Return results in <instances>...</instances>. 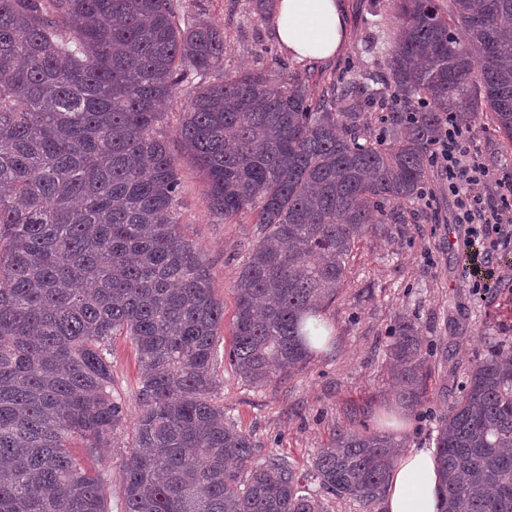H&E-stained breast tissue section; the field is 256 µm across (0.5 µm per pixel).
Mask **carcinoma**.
<instances>
[{"instance_id": "obj_1", "label": "carcinoma", "mask_w": 512, "mask_h": 512, "mask_svg": "<svg viewBox=\"0 0 512 512\" xmlns=\"http://www.w3.org/2000/svg\"><path fill=\"white\" fill-rule=\"evenodd\" d=\"M379 75L310 95L286 69L224 73V33L178 0H0V512H111L74 454L112 447L114 336L141 365L123 512H323L284 459L213 402L224 308L179 231L180 181L157 133L193 76L176 138L212 213L264 236L235 284L229 360L247 383L304 367L353 247L421 196L445 117L491 114L512 141V0H392ZM391 95L423 110L366 111ZM398 395L426 396L414 324L386 346ZM402 443L339 430L313 460L327 493L373 504ZM441 512H512V358L476 360L437 430Z\"/></svg>"}]
</instances>
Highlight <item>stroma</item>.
Here are the masks:
<instances>
[{
	"label": "stroma",
	"instance_id": "1",
	"mask_svg": "<svg viewBox=\"0 0 512 512\" xmlns=\"http://www.w3.org/2000/svg\"><path fill=\"white\" fill-rule=\"evenodd\" d=\"M180 4L185 18L223 31L225 72L265 69L276 61L307 77L315 94L342 72L377 71L381 58L367 53L365 45L387 28L390 14L388 0H340L346 22L344 47L329 60L299 61L275 41L270 21L254 16L249 0ZM187 102V90L179 89L165 106L159 133L176 156L182 233L200 253L212 295L224 308L212 398L223 406L225 418L251 435L258 457L279 455L302 475L310 472L313 457L337 430H383L386 415L394 410L404 417L398 438L406 447L432 445L476 360L493 345L512 355V244L493 256L500 278L487 287H475L459 255L468 227L456 221L457 203L447 181L427 171L424 187L432 194L430 203L395 208L392 223L378 225L356 242L344 285L322 314L327 343L302 369L262 386L250 385L236 373L228 351L236 307L234 284L260 230L252 214H241L227 224L211 212L203 177L182 155L176 138ZM473 129L479 157L493 177L486 194L494 198L498 180L512 181V143L502 138L486 114L474 118ZM400 318L414 323L431 366L426 400L419 405L399 399L385 356L390 329ZM140 375L129 338L113 337L112 393L121 399L126 421L115 448L91 460L93 468L107 473L111 481L112 512L122 510L121 462L140 413Z\"/></svg>",
	"mask_w": 512,
	"mask_h": 512
}]
</instances>
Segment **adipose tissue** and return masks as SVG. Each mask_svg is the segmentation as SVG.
<instances>
[{
    "instance_id": "ef3b65f1",
    "label": "adipose tissue",
    "mask_w": 512,
    "mask_h": 512,
    "mask_svg": "<svg viewBox=\"0 0 512 512\" xmlns=\"http://www.w3.org/2000/svg\"><path fill=\"white\" fill-rule=\"evenodd\" d=\"M272 31L298 60H328L345 41L337 0H278ZM440 474L435 451L423 446L403 452L385 488L386 512H439Z\"/></svg>"
}]
</instances>
